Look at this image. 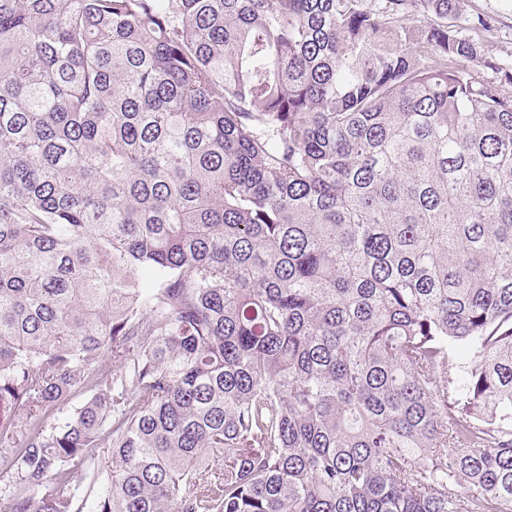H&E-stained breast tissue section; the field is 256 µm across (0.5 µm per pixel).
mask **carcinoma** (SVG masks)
Listing matches in <instances>:
<instances>
[{
    "label": "carcinoma",
    "mask_w": 512,
    "mask_h": 512,
    "mask_svg": "<svg viewBox=\"0 0 512 512\" xmlns=\"http://www.w3.org/2000/svg\"><path fill=\"white\" fill-rule=\"evenodd\" d=\"M463 5L0 0L7 512H512V69Z\"/></svg>",
    "instance_id": "1"
}]
</instances>
